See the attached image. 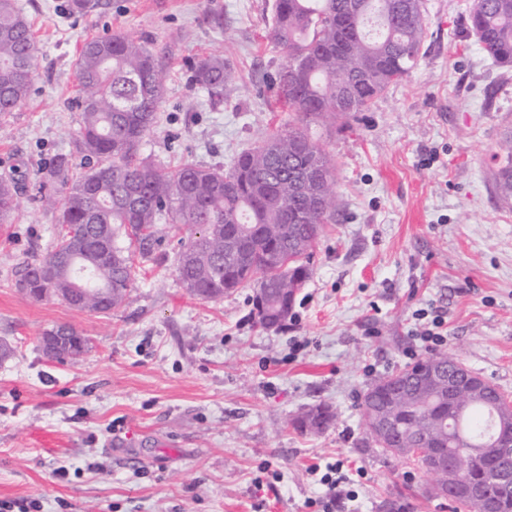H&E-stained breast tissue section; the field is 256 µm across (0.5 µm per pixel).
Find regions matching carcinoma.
Wrapping results in <instances>:
<instances>
[{
    "mask_svg": "<svg viewBox=\"0 0 512 512\" xmlns=\"http://www.w3.org/2000/svg\"><path fill=\"white\" fill-rule=\"evenodd\" d=\"M98 0H68L69 14L87 16ZM468 25L486 55L512 66V0H474ZM422 10L408 18L403 0H275L270 30L286 62L272 82L296 119L236 153L227 167L182 162L167 167L143 156L157 123L167 76L144 41L107 35L86 41L77 61L80 112L73 139L83 162L66 155L39 177L40 187L62 186L63 200L44 197L66 226L43 259L22 263L21 291L37 300L60 298L81 311L108 313L121 306L138 278L131 243L146 257L157 225L194 229L176 254L177 278L192 296L217 301L239 288L268 289L272 302L292 312L310 278V257L340 208L336 161L309 136L307 126L348 120L368 110L391 84L413 72L425 41ZM29 22L15 0H0V117L26 99L37 74ZM235 79L224 54L193 67L192 81L217 97ZM493 173L495 193L512 201V135ZM19 180L0 179V224L17 210ZM288 317L255 304L254 323L280 329ZM392 372L360 398L369 410L388 411L390 431L376 442L382 453L410 460L423 442L448 459L471 446L463 470L495 512H512V495L489 477L512 467L498 448L512 443V424L498 425L508 397L495 386L465 400L464 410L444 389L401 391ZM336 419L318 404L291 420L299 432L320 433Z\"/></svg>",
    "mask_w": 512,
    "mask_h": 512,
    "instance_id": "1",
    "label": "carcinoma"
}]
</instances>
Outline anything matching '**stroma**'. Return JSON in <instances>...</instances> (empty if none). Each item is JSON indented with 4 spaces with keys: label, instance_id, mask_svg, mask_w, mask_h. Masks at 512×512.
Segmentation results:
<instances>
[{
    "label": "stroma",
    "instance_id": "35a3bbf8",
    "mask_svg": "<svg viewBox=\"0 0 512 512\" xmlns=\"http://www.w3.org/2000/svg\"><path fill=\"white\" fill-rule=\"evenodd\" d=\"M16 0L35 40L38 79L0 125V177L24 172L12 223L0 224V501L39 512H315L320 467L340 463L354 500L340 512H451L423 497L421 465L382 454L360 409L378 377L408 365L413 313H444L445 352L512 397V204L492 172L512 131V67L500 68L467 24L473 0H421L422 58L348 121L310 124L336 159L343 208L283 329L253 324V291L215 301L175 276L189 228L159 227L120 307L89 314L34 301L16 263L45 257L62 230L37 201V174L73 152L76 62L87 39L149 41L168 73L145 154L166 166L228 164L290 119L266 78L285 58L269 37L274 0ZM223 51L236 81L216 99L192 66ZM65 323L90 339L77 364L48 361L43 332ZM324 403L320 434L291 420Z\"/></svg>",
    "mask_w": 512,
    "mask_h": 512
}]
</instances>
